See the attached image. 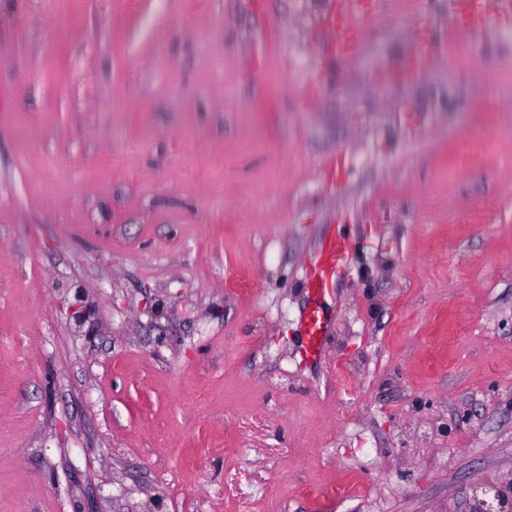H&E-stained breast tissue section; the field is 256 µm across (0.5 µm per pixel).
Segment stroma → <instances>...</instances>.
I'll return each mask as SVG.
<instances>
[{
	"label": "stroma",
	"mask_w": 512,
	"mask_h": 512,
	"mask_svg": "<svg viewBox=\"0 0 512 512\" xmlns=\"http://www.w3.org/2000/svg\"><path fill=\"white\" fill-rule=\"evenodd\" d=\"M405 2L0 0V512L512 499V15ZM487 16L476 0H448V28L444 33L429 34L422 43L415 60L398 72L403 81H413L425 75L435 53L442 50L441 45L448 31L467 30L473 35L483 31ZM347 246L343 237H335L327 241L317 255L308 272L309 287L316 295L322 294L329 278L341 271ZM305 341L302 346L305 355L314 360H322L325 356V332L327 319L323 309L316 305L304 316Z\"/></svg>",
	"instance_id": "35a3bbf8"
}]
</instances>
